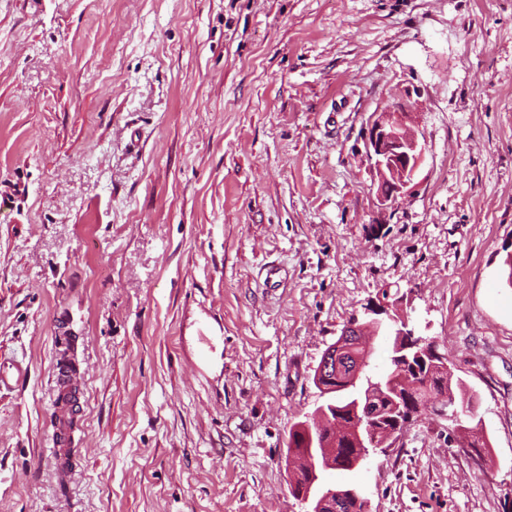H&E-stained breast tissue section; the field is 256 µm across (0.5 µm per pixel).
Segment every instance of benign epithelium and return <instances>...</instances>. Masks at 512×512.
<instances>
[{"instance_id": "1", "label": "benign epithelium", "mask_w": 512, "mask_h": 512, "mask_svg": "<svg viewBox=\"0 0 512 512\" xmlns=\"http://www.w3.org/2000/svg\"><path fill=\"white\" fill-rule=\"evenodd\" d=\"M367 148L369 159L378 174L380 200L392 203L405 195L422 161L424 148L415 133L406 126L404 113H381L368 130ZM385 312L386 306L377 303L367 309L371 317L364 322L354 320L347 323L341 331L340 341L335 345V350L323 355L314 381H320V378L331 369L340 368L339 357L349 350L350 337L364 336L368 332L377 333L382 329L389 335L398 337L395 359L401 362V365L415 370L417 364L428 357L434 361L446 362V357L438 352L435 343L417 338L401 317L391 316L387 323L378 319V316ZM349 388L354 396L355 407L359 411V426L364 429L368 428V424L375 418V414L371 413V404L376 397L392 392L396 395L393 399V409L400 407L399 389L386 384L382 378L367 380L360 365L350 371ZM327 417L325 406L320 405L312 414L306 416L301 427L313 436L323 431ZM342 499L341 492L324 485L312 486L300 495V501L306 507L305 512H339Z\"/></svg>"}]
</instances>
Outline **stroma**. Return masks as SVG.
I'll list each match as a JSON object with an SVG mask.
<instances>
[{"label":"stroma","instance_id":"stroma-1","mask_svg":"<svg viewBox=\"0 0 512 512\" xmlns=\"http://www.w3.org/2000/svg\"><path fill=\"white\" fill-rule=\"evenodd\" d=\"M400 109L424 160L384 205L365 134ZM510 253L512 0H0V512H304L288 432L374 300L487 448L421 417L330 483L512 512Z\"/></svg>","mask_w":512,"mask_h":512}]
</instances>
